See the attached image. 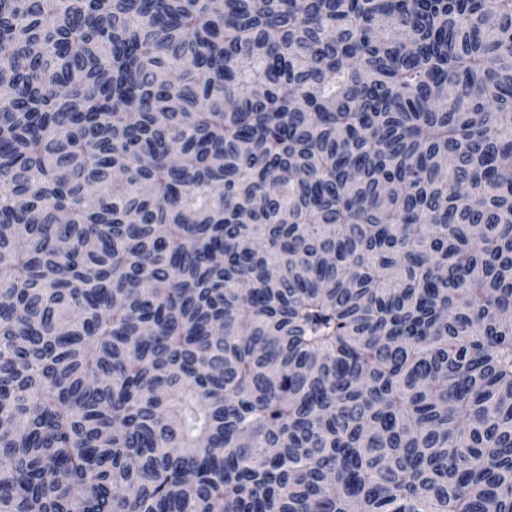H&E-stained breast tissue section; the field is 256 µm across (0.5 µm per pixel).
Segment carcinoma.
<instances>
[{"mask_svg":"<svg viewBox=\"0 0 512 512\" xmlns=\"http://www.w3.org/2000/svg\"><path fill=\"white\" fill-rule=\"evenodd\" d=\"M0 512H512V0H0Z\"/></svg>","mask_w":512,"mask_h":512,"instance_id":"1","label":"carcinoma"}]
</instances>
